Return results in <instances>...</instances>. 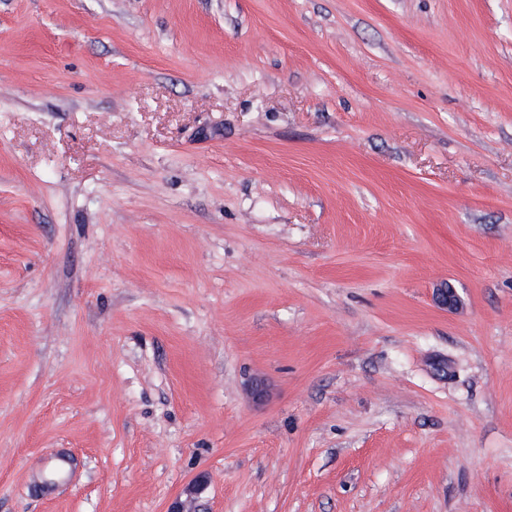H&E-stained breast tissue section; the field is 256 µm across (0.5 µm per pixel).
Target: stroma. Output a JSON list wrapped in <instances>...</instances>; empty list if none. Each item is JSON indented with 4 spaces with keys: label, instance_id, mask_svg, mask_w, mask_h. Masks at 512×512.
Masks as SVG:
<instances>
[{
    "label": "stroma",
    "instance_id": "1",
    "mask_svg": "<svg viewBox=\"0 0 512 512\" xmlns=\"http://www.w3.org/2000/svg\"><path fill=\"white\" fill-rule=\"evenodd\" d=\"M201 472L512 512V0H0V512Z\"/></svg>",
    "mask_w": 512,
    "mask_h": 512
}]
</instances>
